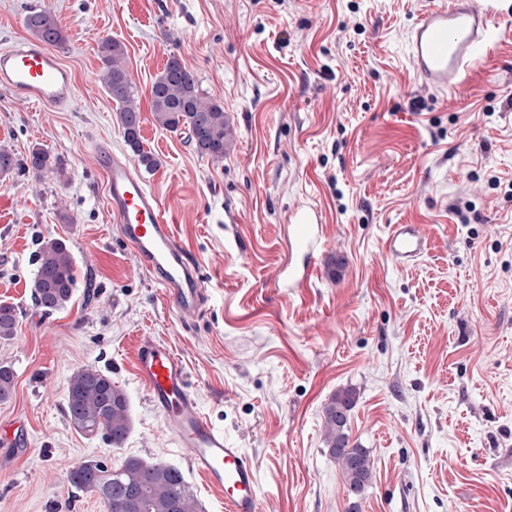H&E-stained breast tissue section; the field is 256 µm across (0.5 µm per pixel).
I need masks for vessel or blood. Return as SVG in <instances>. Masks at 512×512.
Listing matches in <instances>:
<instances>
[{"mask_svg":"<svg viewBox=\"0 0 512 512\" xmlns=\"http://www.w3.org/2000/svg\"><path fill=\"white\" fill-rule=\"evenodd\" d=\"M503 0H431L408 38L409 61L423 84L435 91H461L495 39L504 16ZM0 87L19 99L62 110L76 95L72 72L59 56L37 41L0 49ZM105 168L107 203L121 240L161 286L165 299L185 317L203 312L206 294L196 261L165 217L158 196L130 160L113 156L107 143L96 145ZM292 247L300 266L289 267L282 281L303 287L324 251L323 217L305 206L290 218ZM430 237L425 225H391L382 244L384 255L405 266L424 257ZM135 371L148 401L190 465L224 497L225 512H264L256 464L243 449L232 447L223 429L203 413L188 384L183 359L153 336L140 337Z\"/></svg>","mask_w":512,"mask_h":512,"instance_id":"obj_1","label":"vessel or blood"}]
</instances>
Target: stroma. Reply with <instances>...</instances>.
I'll use <instances>...</instances> for the list:
<instances>
[{
    "label": "stroma",
    "instance_id": "1",
    "mask_svg": "<svg viewBox=\"0 0 512 512\" xmlns=\"http://www.w3.org/2000/svg\"><path fill=\"white\" fill-rule=\"evenodd\" d=\"M50 8L76 97L57 111L0 89V144H41L62 171L0 175V302L19 312L0 342L16 377L0 422L31 448L0 466V512H108L70 486L87 459L178 468L202 512H225L153 411L136 376L138 337L184 360L212 423L258 469L265 512H346L322 410L351 388L352 443L374 458L359 512H512V16L462 95L424 86L407 36L426 0H0V47ZM125 46L137 85L145 171L192 252L209 303L185 318L119 238L94 150L128 157L98 46ZM221 104L224 159L155 124L148 90L170 56ZM323 214L326 250L307 287L278 288L288 216ZM423 224L428 254L399 267L382 242ZM67 241L79 286L64 310L32 300L41 237ZM343 267H336V260ZM96 367L126 393L120 447L65 414L70 376Z\"/></svg>",
    "mask_w": 512,
    "mask_h": 512
}]
</instances>
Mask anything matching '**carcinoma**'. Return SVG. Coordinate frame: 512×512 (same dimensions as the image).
I'll list each match as a JSON object with an SVG mask.
<instances>
[{
    "label": "carcinoma",
    "instance_id": "cac0c4a2",
    "mask_svg": "<svg viewBox=\"0 0 512 512\" xmlns=\"http://www.w3.org/2000/svg\"><path fill=\"white\" fill-rule=\"evenodd\" d=\"M24 26L46 44L62 46L66 42L56 15L49 9L30 10ZM99 58L102 83L119 108L125 143L139 164L151 169L157 161L142 148L139 92L126 68L123 44L115 38L102 40ZM150 99L159 127L169 131L182 127L188 131L197 153L213 160L224 158L231 136L224 108L202 93L195 76L179 58H169L151 86ZM55 169L57 159L38 144L21 158L10 147L0 145V174L22 171L40 178ZM34 264L35 305L47 314L67 307L77 281L66 242L59 238L39 240ZM17 326V310L1 302L0 340L13 339ZM14 379L12 368L1 365L0 401L11 397ZM354 404V394L347 390L336 393L323 408L327 452L341 465L349 495L354 498L348 512H357L355 499L371 483L374 469L370 450L350 445L349 418ZM66 411L78 431L87 435L100 433L114 447L122 445L130 431L127 397L108 374L92 366L80 369L70 379ZM68 481L75 489L98 496L108 506V512H201V504L182 473L162 462L148 463L130 456L118 468L111 469L90 459L73 467Z\"/></svg>",
    "mask_w": 512,
    "mask_h": 512
}]
</instances>
